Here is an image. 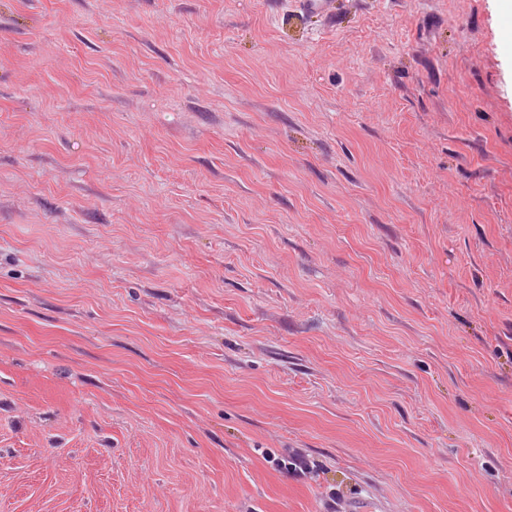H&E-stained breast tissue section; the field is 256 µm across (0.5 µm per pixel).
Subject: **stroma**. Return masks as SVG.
Here are the masks:
<instances>
[{"mask_svg": "<svg viewBox=\"0 0 512 512\" xmlns=\"http://www.w3.org/2000/svg\"><path fill=\"white\" fill-rule=\"evenodd\" d=\"M353 500L512 512V11L0 0V512ZM273 462L279 470L299 478L305 477L313 470L311 462L299 452H295L284 459L274 458Z\"/></svg>", "mask_w": 512, "mask_h": 512, "instance_id": "1", "label": "stroma"}]
</instances>
